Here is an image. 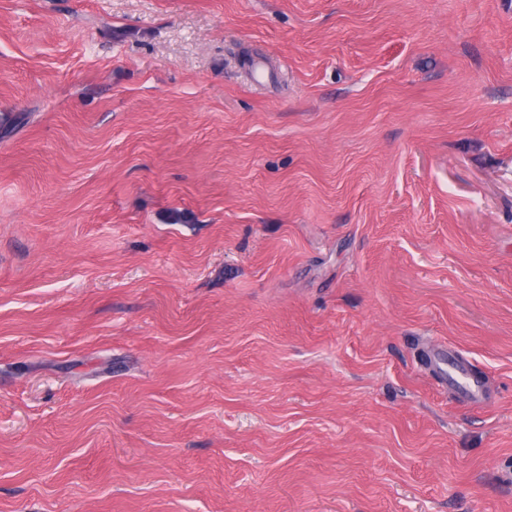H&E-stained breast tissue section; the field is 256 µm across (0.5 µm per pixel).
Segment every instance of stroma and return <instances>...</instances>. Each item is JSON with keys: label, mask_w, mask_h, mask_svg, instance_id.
<instances>
[{"label": "stroma", "mask_w": 512, "mask_h": 512, "mask_svg": "<svg viewBox=\"0 0 512 512\" xmlns=\"http://www.w3.org/2000/svg\"><path fill=\"white\" fill-rule=\"evenodd\" d=\"M0 512H512V0H0ZM454 353V349L448 348L446 358L448 385L458 389L468 402H487L481 380L474 375L470 366L463 359L456 358Z\"/></svg>", "instance_id": "35a3bbf8"}]
</instances>
